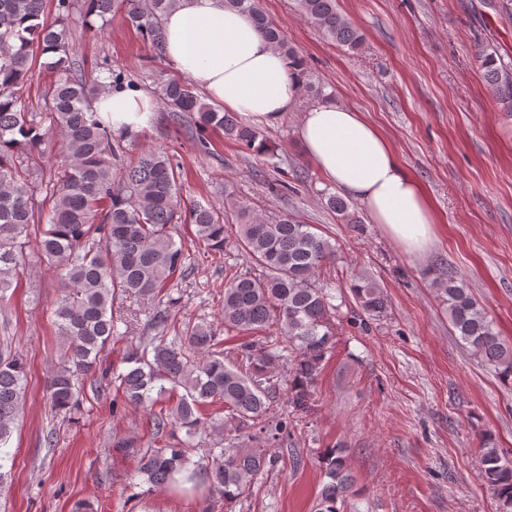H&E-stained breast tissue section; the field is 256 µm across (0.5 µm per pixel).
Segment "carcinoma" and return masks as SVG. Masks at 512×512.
Segmentation results:
<instances>
[{"mask_svg": "<svg viewBox=\"0 0 512 512\" xmlns=\"http://www.w3.org/2000/svg\"><path fill=\"white\" fill-rule=\"evenodd\" d=\"M300 13L324 36L357 51L363 37L337 10L336 0H296ZM46 0H0V303L18 283L25 262L28 230L35 223L32 176L25 159L45 141L42 113L23 98L35 66L53 74L42 100L52 127L61 138L64 163L46 183L53 198L36 240V253L56 272L59 295L54 315L65 347L62 362L48 380L54 413L67 416L79 405L82 380L96 372L100 355L118 336L117 323L129 314L113 310L122 296L153 301L184 266V253L169 234L172 224L195 226V236L213 253L224 250L225 236L237 228L241 251L260 273L224 267V330L257 336L272 328L275 339L220 347L217 328L208 322L168 323L163 310L151 317L158 329L138 337L124 356L127 368L113 374L122 404L146 409L158 434L183 429L192 438L203 426L218 433L228 446L207 449L197 460L189 443L137 449L130 441L118 449L139 455V473L153 487L191 485L204 478L208 492L231 502L246 492L269 462L264 444L276 440L283 425H266L267 415L283 392L298 410L308 407L320 365L334 344L333 317L338 305L331 289L320 286L316 273L336 258L328 239L285 214L259 220L249 208L227 200L222 206L186 201L181 194L180 167L161 151L148 150L119 172L111 158L121 150L93 104L102 87L95 72L112 71L102 62L88 70L70 57L69 21L74 0H55L54 19L45 14ZM177 0H83L86 19L103 21L120 10L156 55H162L163 15ZM224 5L249 16L261 33L289 62L305 67V58L288 44L261 9L260 0H224ZM486 81L501 109L512 115V67L495 51H479ZM160 99L172 119H189L207 152V132H222L257 155L270 154L263 135L207 103L185 80L164 81ZM327 205L346 224H359L341 196L330 193ZM448 320L462 343L505 384L512 383V345L504 342L466 281L450 270L434 282ZM360 308L372 317L386 311L383 289L355 279L350 288ZM175 337L168 338V333ZM295 355L288 378L276 373L283 352ZM28 375L23 355L0 347V490L11 478L4 450L21 414ZM224 404L226 419L205 421L202 408ZM164 407L153 410L157 403ZM247 438L250 445L241 444ZM482 482L497 497L501 512H512V459L492 435L482 436ZM323 481L316 512H345L353 479L344 451L321 456Z\"/></svg>", "mask_w": 512, "mask_h": 512, "instance_id": "carcinoma-1", "label": "carcinoma"}]
</instances>
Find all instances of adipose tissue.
I'll return each instance as SVG.
<instances>
[{"label":"adipose tissue","mask_w":512,"mask_h":512,"mask_svg":"<svg viewBox=\"0 0 512 512\" xmlns=\"http://www.w3.org/2000/svg\"><path fill=\"white\" fill-rule=\"evenodd\" d=\"M162 32L166 60L225 110L271 125L294 106L299 84L286 58L252 19L224 0H178L164 16ZM94 107L111 113L113 132L134 133L147 126L154 101L120 86ZM298 138L327 180L358 200L404 251H428L435 218L426 194L361 112L333 102L315 104L302 113Z\"/></svg>","instance_id":"ef3b65f1"}]
</instances>
